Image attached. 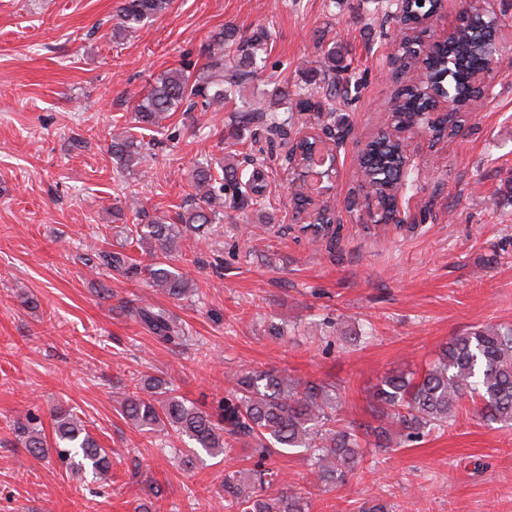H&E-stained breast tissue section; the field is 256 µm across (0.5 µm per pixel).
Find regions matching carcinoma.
Wrapping results in <instances>:
<instances>
[{
    "label": "carcinoma",
    "mask_w": 512,
    "mask_h": 512,
    "mask_svg": "<svg viewBox=\"0 0 512 512\" xmlns=\"http://www.w3.org/2000/svg\"><path fill=\"white\" fill-rule=\"evenodd\" d=\"M413 0L404 15L397 18L402 36L395 42L392 57L404 73L421 67L432 70L448 52L456 57L453 83L466 87L472 66L470 47L487 35L480 22L462 24L455 29L449 48H437L430 61L420 58L417 48L424 29L419 16L432 6ZM172 0H124L112 38L127 34L155 21L171 7ZM270 33L265 28L244 31L229 21L207 40L202 54L205 62L195 73L172 69L160 74L146 95L134 106V123L141 130H162L173 113L197 106L215 112L224 110L233 97L241 98L235 125L230 135L240 136L243 129L261 123L269 133L283 130L288 117L277 111L280 101L288 99V87L274 84L271 103L253 106L243 92L248 83L266 68ZM345 72L343 56L336 47L321 50L319 70L297 91L298 106L309 111L311 99L327 103L351 99V81L336 78ZM428 84L403 88L397 96L398 111L410 107L419 111L433 108L426 92ZM394 134L386 132L368 144L364 175L376 187L377 198L385 211L394 213L399 193L408 188L397 156ZM110 151L121 167L130 171L141 163L142 140L129 129L112 133ZM264 157L232 155L215 162L205 160L192 170L191 183L196 203L170 216L166 213H138L131 242L146 249L150 263L141 267L130 264L118 251L92 249L87 258L95 269L107 276L117 272L123 277L141 276L146 285L172 299H186L194 292L191 280L170 263L183 234L196 232L206 224L224 220L226 203L262 206L265 203ZM293 218L307 224H329L333 214L329 206L307 209L303 198L293 196ZM133 316L167 344L188 341V332L180 319L169 310L142 303ZM229 389L213 412L178 396L165 381L148 377L136 391L122 394L121 414L142 432L173 430L187 438L195 448L212 457L226 449L241 448L252 467L224 472V500L237 505L241 512H308L302 495L282 492L265 494V486L284 481L273 467L272 458L288 451L306 454L317 482L333 485L344 482L366 458L365 449L401 447L421 441L434 430H445L455 421L463 398L468 397L481 419L502 427L512 426V326H485L445 344L437 358L422 373L393 370L381 376L371 388L368 399L375 423H358L342 415L341 393L315 381H302L285 371H235L228 375ZM53 417V443L34 425L36 417L15 422L24 447L41 454L51 446L76 471L90 469L100 475L110 467V454L86 431L83 420L74 411L58 408Z\"/></svg>",
    "instance_id": "1"
}]
</instances>
